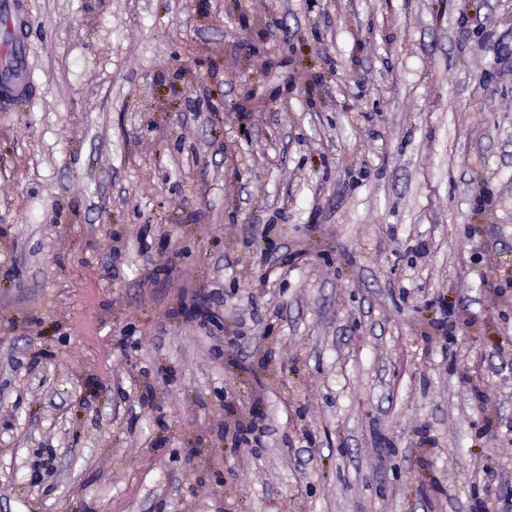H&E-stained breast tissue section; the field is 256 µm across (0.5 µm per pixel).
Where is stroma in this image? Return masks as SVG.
I'll return each instance as SVG.
<instances>
[{"instance_id": "35a3bbf8", "label": "stroma", "mask_w": 512, "mask_h": 512, "mask_svg": "<svg viewBox=\"0 0 512 512\" xmlns=\"http://www.w3.org/2000/svg\"><path fill=\"white\" fill-rule=\"evenodd\" d=\"M33 2L0 512H512V0Z\"/></svg>"}]
</instances>
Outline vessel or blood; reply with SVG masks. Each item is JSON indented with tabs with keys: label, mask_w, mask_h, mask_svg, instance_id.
<instances>
[{
	"label": "vessel or blood",
	"mask_w": 512,
	"mask_h": 512,
	"mask_svg": "<svg viewBox=\"0 0 512 512\" xmlns=\"http://www.w3.org/2000/svg\"><path fill=\"white\" fill-rule=\"evenodd\" d=\"M31 15L30 0H0V26L8 29L10 37L0 43V72H10L6 84H0V111H10L17 96L32 95L34 82L29 76L26 24Z\"/></svg>",
	"instance_id": "1"
}]
</instances>
